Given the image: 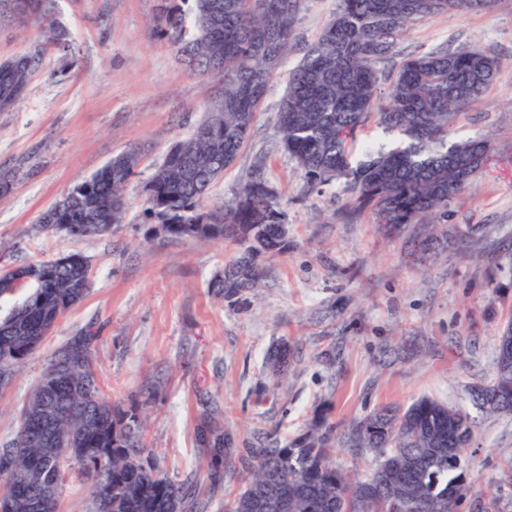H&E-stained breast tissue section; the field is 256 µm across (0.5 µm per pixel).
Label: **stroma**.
Returning <instances> with one entry per match:
<instances>
[{
	"label": "stroma",
	"mask_w": 512,
	"mask_h": 512,
	"mask_svg": "<svg viewBox=\"0 0 512 512\" xmlns=\"http://www.w3.org/2000/svg\"><path fill=\"white\" fill-rule=\"evenodd\" d=\"M161 0H55L53 19L69 50L46 43L44 24L0 17V59L42 48L27 98L0 112V262L23 263L73 251L89 257L88 296L66 312L10 384L0 389V446L55 351L95 323L93 351L103 395L138 406L144 453L171 480L192 481L206 512H224L234 482L205 476L199 424L217 417L247 445L259 432L291 439L317 406L338 427L382 406L404 408L430 396L468 408L473 440L464 452L477 477L458 512L496 498L512 512V486L500 480L512 459V415L470 407L467 388L489 382L504 326L512 322V0L491 11L448 13L410 28L403 54L441 44L476 47L497 58L495 82L462 114L449 140L491 143L471 191L448 205L461 242L420 264L412 244L422 226L389 236L371 213L346 215L341 188L311 191L280 148L277 112L285 77L273 79L248 141L215 183L209 205L231 200L257 154L288 226L286 254L264 260L257 295L230 304L208 288L237 254L209 240L143 239L145 187L169 145L202 119L215 84L186 67L170 39L153 32ZM338 0H302L294 67L319 36ZM136 146L138 173L127 184L123 224L73 240L37 231L43 212L113 155ZM291 347L275 382L265 367L272 342Z\"/></svg>",
	"instance_id": "obj_1"
}]
</instances>
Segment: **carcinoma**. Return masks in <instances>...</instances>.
<instances>
[{
    "instance_id": "obj_1",
    "label": "carcinoma",
    "mask_w": 512,
    "mask_h": 512,
    "mask_svg": "<svg viewBox=\"0 0 512 512\" xmlns=\"http://www.w3.org/2000/svg\"><path fill=\"white\" fill-rule=\"evenodd\" d=\"M23 17L47 20L49 43L66 47V32L48 19L53 0H0ZM299 0H162L156 28L168 33L184 63L215 81L214 97L202 120L174 141L146 187V216L162 225L161 237L232 241L240 256L215 275L211 291L233 303L260 287L259 258L288 251V227L265 177V157L230 204H207L213 185L237 160L253 127L272 75L293 49ZM492 0H340L336 14L288 72L278 113L281 149L312 189L344 181L351 212H371L393 235L414 224H441L448 203L474 184L490 145L486 140L448 142V130L493 84L498 64L478 48L438 46L402 58L390 72L377 64L397 55L398 41L419 21L448 13L488 11ZM39 50L13 56L0 66V112L26 98ZM402 136L396 148L362 146L357 135L369 120ZM142 161L138 148L113 156L96 173L75 184L41 218L39 229L73 239L100 236L123 223L127 182ZM455 243L448 230L431 231L421 251L433 255ZM69 262L40 260L0 267V297L16 293L22 279L33 289L0 320V369L16 372L43 344L58 319L84 300L91 262L81 252ZM98 331L80 328L57 355L66 356L71 393L53 387L46 369L26 403H55L53 448L28 445L10 464L0 460V496L11 491L17 473L38 477L34 493L53 489L47 512H58L61 466L70 460L88 483L91 512H206L192 487L170 480L145 457L143 419L133 407L104 400L94 374ZM288 341L268 354L272 373L290 363ZM498 404L489 413H512V365L494 360L492 380L482 385ZM467 413L432 398L408 408L384 407L342 432L326 412L316 413L297 437L280 441L261 433L245 448L210 421L198 433L215 453L208 476L230 477L237 490L224 512H258L261 501L288 492V512H455L473 489L461 456L470 440L448 436ZM372 456V465L353 473L336 468L333 448Z\"/></svg>"
}]
</instances>
